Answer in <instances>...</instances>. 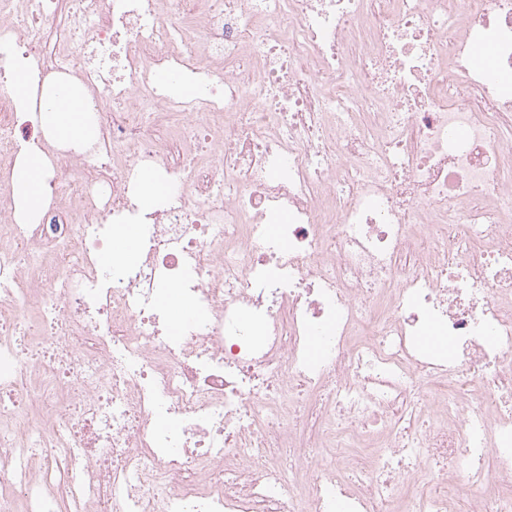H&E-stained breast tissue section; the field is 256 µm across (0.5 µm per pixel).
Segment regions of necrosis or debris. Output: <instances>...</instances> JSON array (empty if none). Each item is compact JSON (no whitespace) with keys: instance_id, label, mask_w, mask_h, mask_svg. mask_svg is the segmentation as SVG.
<instances>
[{"instance_id":"obj_1","label":"necrosis or debris","mask_w":512,"mask_h":512,"mask_svg":"<svg viewBox=\"0 0 512 512\" xmlns=\"http://www.w3.org/2000/svg\"><path fill=\"white\" fill-rule=\"evenodd\" d=\"M509 74L512 0H0V512H512ZM8 90L13 98L22 105H28L33 98L30 77L24 70L14 72ZM40 118L48 137L64 146H77L86 136L83 98L76 90L46 88L42 93ZM49 169L50 161L40 150L23 154L12 183L17 211L24 218H36L48 206Z\"/></svg>"}]
</instances>
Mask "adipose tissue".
Masks as SVG:
<instances>
[{
	"label": "adipose tissue",
	"instance_id": "ef3b65f1",
	"mask_svg": "<svg viewBox=\"0 0 512 512\" xmlns=\"http://www.w3.org/2000/svg\"><path fill=\"white\" fill-rule=\"evenodd\" d=\"M40 118L48 137L64 146H77L86 136L83 98L65 87L47 88L42 93ZM50 161L41 151L25 152L13 177L14 201L27 219L36 218L49 203Z\"/></svg>",
	"mask_w": 512,
	"mask_h": 512
}]
</instances>
